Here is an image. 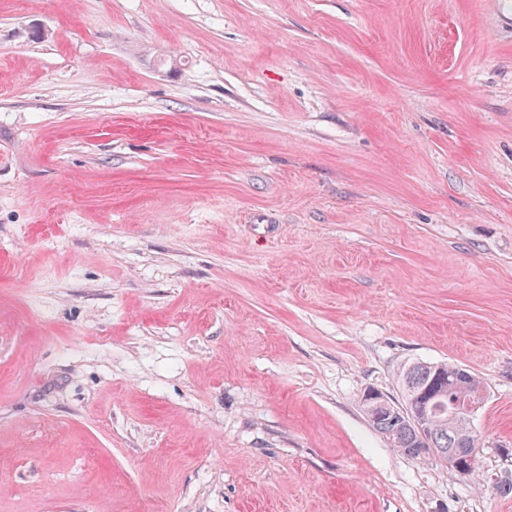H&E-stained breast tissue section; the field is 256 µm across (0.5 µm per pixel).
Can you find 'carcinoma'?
Segmentation results:
<instances>
[{"label": "carcinoma", "instance_id": "cac0c4a2", "mask_svg": "<svg viewBox=\"0 0 512 512\" xmlns=\"http://www.w3.org/2000/svg\"><path fill=\"white\" fill-rule=\"evenodd\" d=\"M397 385L402 397L400 406L418 398L430 401L425 431L430 447L444 451L455 448L462 436L466 438V447H481L480 437L469 431L467 420L448 412L450 401L474 397L482 390L481 381L473 372L455 364L411 361L401 367ZM362 406L374 430L390 447L407 458L422 460L420 435L406 424L399 406L388 408L375 402H364Z\"/></svg>", "mask_w": 512, "mask_h": 512}]
</instances>
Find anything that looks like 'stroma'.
<instances>
[{"instance_id": "stroma-1", "label": "stroma", "mask_w": 512, "mask_h": 512, "mask_svg": "<svg viewBox=\"0 0 512 512\" xmlns=\"http://www.w3.org/2000/svg\"><path fill=\"white\" fill-rule=\"evenodd\" d=\"M505 443L512 0H0V512H512ZM437 370H439L438 373ZM397 385L402 397V402L399 403L401 407L410 406L412 401L418 398L423 401L430 400L429 404L432 408L429 416L426 406L421 404L403 408L404 418L401 409L391 403L386 395L369 389L363 396L365 400L393 404L392 408H388L379 406L376 402L362 401L364 412L374 430L382 435L390 447L395 448L399 454L420 462L439 463L422 459L421 448L424 458L443 460L447 463V456L437 449L440 448L448 455L450 466L455 467L459 474L468 475L469 468H458L452 452L468 454L473 464L477 460L476 448L481 447L480 437L473 433L465 418L453 417L448 412V405L451 400L460 399L451 403V411L459 416H470L474 413L480 405V396L466 400L461 398L475 397L480 393L482 384L479 377L455 364L411 361L401 367ZM406 422L414 426L423 437L426 425L425 435L429 448L422 447L419 433ZM468 429L471 432L467 431ZM462 436L466 438V446L459 448L457 440ZM448 448H453V451L450 452ZM478 466L471 467L470 474H474Z\"/></svg>"}]
</instances>
